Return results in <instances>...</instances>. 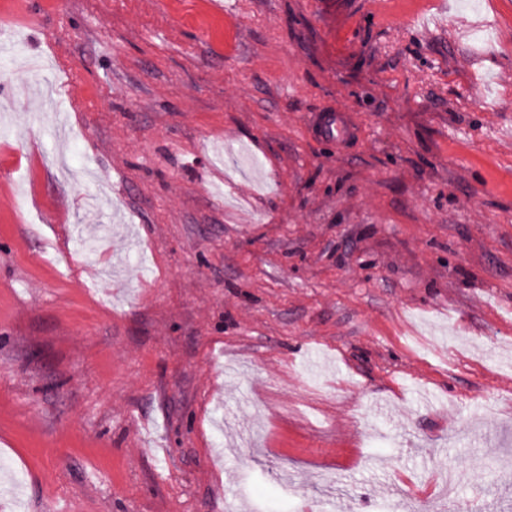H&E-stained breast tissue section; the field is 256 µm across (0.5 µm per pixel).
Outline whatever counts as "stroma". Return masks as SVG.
Returning <instances> with one entry per match:
<instances>
[{"mask_svg":"<svg viewBox=\"0 0 512 512\" xmlns=\"http://www.w3.org/2000/svg\"><path fill=\"white\" fill-rule=\"evenodd\" d=\"M504 126L512 0H0V512H512Z\"/></svg>","mask_w":512,"mask_h":512,"instance_id":"35a3bbf8","label":"stroma"}]
</instances>
